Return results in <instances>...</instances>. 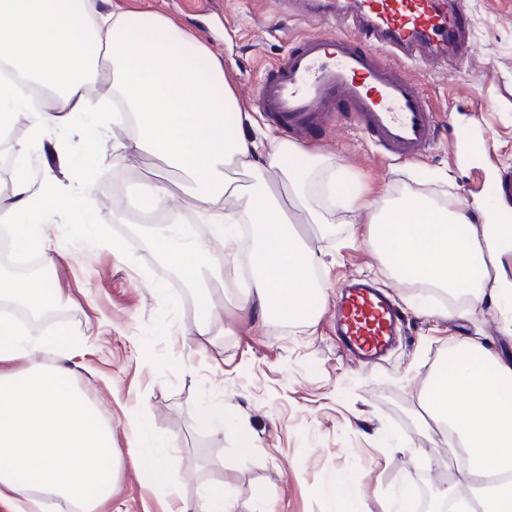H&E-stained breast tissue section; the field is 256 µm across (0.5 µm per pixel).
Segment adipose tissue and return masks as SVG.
<instances>
[{
  "instance_id": "ef3b65f1",
  "label": "adipose tissue",
  "mask_w": 512,
  "mask_h": 512,
  "mask_svg": "<svg viewBox=\"0 0 512 512\" xmlns=\"http://www.w3.org/2000/svg\"><path fill=\"white\" fill-rule=\"evenodd\" d=\"M17 74L0 82V128L26 126L18 152L39 146L52 128L86 124L126 129L112 144L114 165L148 155L176 174L185 201L208 227L172 223L157 238L161 253L195 288L200 314L192 333L216 332L214 285L238 280V227L260 234L252 256L254 275L242 303L265 319L310 318L325 285L313 276L316 261L296 238L292 217L335 223L337 208L354 207L336 170L320 156L294 164L297 146L247 140L224 117L240 105L223 65L205 44L158 11L96 13L91 0H0V67ZM111 83L116 113L91 103L89 83ZM52 92L56 104L36 108L24 83ZM251 179L241 188L237 169ZM69 201L60 187L35 182L27 169L11 181V201L0 208L11 242L21 252L49 247L44 223ZM224 247L211 253V240ZM382 268L403 282L423 280L444 291L464 292L449 309L463 318L492 303L512 335V225L483 224L473 211L447 209L408 196L370 211L365 234ZM52 294L42 268L18 277L0 272V302L42 309ZM65 332L34 337L14 316L0 311V504L8 512H44L48 499L70 502L76 512H98L112 496L121 462L112 451V427L71 384L66 368L49 367L42 355L67 358ZM420 413L456 460L455 483L476 499L481 512H512V358L462 339L433 371L417 396ZM136 462L149 484L171 487L169 443L145 421L133 437Z\"/></svg>"
}]
</instances>
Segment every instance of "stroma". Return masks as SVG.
I'll use <instances>...</instances> for the list:
<instances>
[{"label": "stroma", "mask_w": 512, "mask_h": 512, "mask_svg": "<svg viewBox=\"0 0 512 512\" xmlns=\"http://www.w3.org/2000/svg\"><path fill=\"white\" fill-rule=\"evenodd\" d=\"M116 6L160 11L200 38L249 114L243 135L263 141L284 138L255 106L266 63L284 58L302 34L334 31L289 14L280 0H94L102 14ZM468 11L473 47L463 61L408 67L441 130L424 158L385 163L339 115L299 140L300 148L336 166L345 191L378 207L410 194L475 210L486 207L487 192L473 187V168L512 169V0H468ZM70 135L67 128L49 131L24 159L36 181L68 184L76 194L74 208L49 220V252L31 257L46 267L57 298L29 327L36 336L71 333V380L112 426L122 468L100 512H177L204 486L224 489L235 512H259L267 502L274 512H324L326 491L337 483L364 512H384L403 480L420 497L451 486L448 451L430 441L416 396L459 339L469 336L512 356V338L493 304L464 319L449 317L448 301L429 297V314L409 309L414 288L377 272L363 237L366 213L355 209L337 212L326 231L309 225L299 234L319 256L315 271L328 283L314 319L259 322L239 308L244 288L230 283L216 294L223 335H188L196 298L157 251L156 229L112 221L135 183L161 180L173 188L176 176L149 156L113 166L108 129L101 133L100 163L83 167L78 149L61 158L52 148ZM365 277L405 308L396 344L368 367L342 353L332 318L347 281ZM152 283L160 293L149 291ZM207 404L237 416L255 440L251 454L238 452L236 433L200 424ZM137 416L172 443L175 490L150 486L134 464L129 423ZM408 436L412 446L398 447Z\"/></svg>", "instance_id": "obj_1"}]
</instances>
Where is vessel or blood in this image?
Instances as JSON below:
<instances>
[{
	"instance_id": "vessel-or-blood-1",
	"label": "vessel or blood",
	"mask_w": 512,
	"mask_h": 512,
	"mask_svg": "<svg viewBox=\"0 0 512 512\" xmlns=\"http://www.w3.org/2000/svg\"><path fill=\"white\" fill-rule=\"evenodd\" d=\"M309 23L335 20L333 37L310 34L273 63L257 102L297 136L346 112L383 158L414 160L439 125L407 64L462 57L471 37L466 0H303ZM377 46L369 53L367 44ZM403 323L395 300L370 282H348L336 302V334L359 362H378Z\"/></svg>"
}]
</instances>
